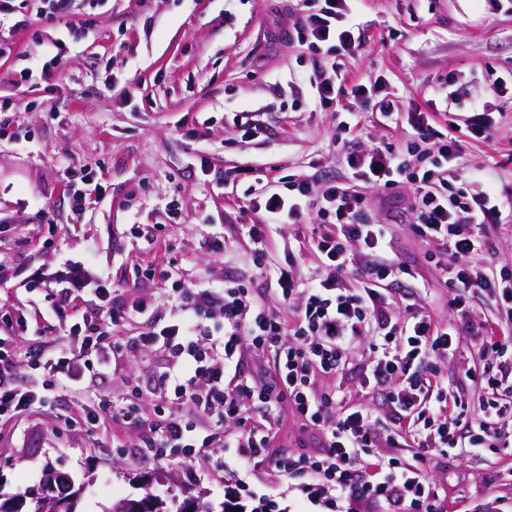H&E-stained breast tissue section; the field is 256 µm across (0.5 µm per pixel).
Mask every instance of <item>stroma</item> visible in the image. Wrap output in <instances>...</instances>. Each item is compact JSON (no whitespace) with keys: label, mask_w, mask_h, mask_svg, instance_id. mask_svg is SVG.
I'll list each match as a JSON object with an SVG mask.
<instances>
[{"label":"stroma","mask_w":512,"mask_h":512,"mask_svg":"<svg viewBox=\"0 0 512 512\" xmlns=\"http://www.w3.org/2000/svg\"><path fill=\"white\" fill-rule=\"evenodd\" d=\"M40 8V0H14L0 20L8 27L32 19L0 55V305L25 318L21 326L0 323L7 347L39 346L40 328L60 325L45 308L72 270L94 286L126 284L125 302H155L161 318L170 315L157 302L164 278L135 273L172 258L186 283H240L276 306L254 275L245 227L256 216L243 200L249 186L278 188L288 177L316 188L337 180L361 193L373 219L391 225L392 247L412 269L396 291L426 280L416 304L439 323L453 322L448 290L411 230L408 187L368 188L336 149L350 111L359 114L363 144H401L404 130L382 125L369 106H313L302 76L318 57L298 39L270 40L282 15L302 16L299 0H72L53 19L39 17ZM353 9L365 44L355 59L337 53L338 75L350 85L378 83L395 111L428 113L439 130L447 117L463 121L471 99L492 102V142L461 131V162L468 172L494 171L498 192L512 193V0H355ZM494 76L506 81L496 93ZM82 175L101 189L78 213L69 187ZM294 235L291 226L279 228L265 261L291 262L310 276L318 260L293 249ZM216 238L229 240L226 252L209 248ZM159 358L129 352L108 375L85 379L80 392L0 418V502H30L51 472L81 489L77 512L148 492L223 503L224 475L215 467L188 475L180 463L139 455L144 432L109 417L92 430L83 422L84 409L101 398L163 425L150 373ZM441 366L449 396L473 406L480 391L466 370L512 379V359L484 357L471 339ZM426 474L446 512H512V447L438 454Z\"/></svg>","instance_id":"35a3bbf8"}]
</instances>
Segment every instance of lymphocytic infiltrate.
<instances>
[{
	"instance_id": "1",
	"label": "lymphocytic infiltrate",
	"mask_w": 512,
	"mask_h": 512,
	"mask_svg": "<svg viewBox=\"0 0 512 512\" xmlns=\"http://www.w3.org/2000/svg\"><path fill=\"white\" fill-rule=\"evenodd\" d=\"M350 3L303 0L306 14L294 35L316 48L358 55L364 39L349 20ZM306 80L320 106L348 95L364 105L377 102L386 124L407 121V150L414 153L416 166L382 141L361 150L342 144V159L372 188L409 184L412 229L428 244V259L451 289L449 306L458 321L436 325L425 311L392 295L390 283L408 268L392 249L389 225L372 220L362 196L335 181L317 191L308 182L292 181L286 190L251 193L244 202L258 217L248 233L260 255L278 225H299L305 210L316 212L317 224L297 233L320 257L316 276L301 279L291 265L271 270L256 265V276L275 295L277 308L255 302L243 286L191 287L177 279L167 299L176 316L164 321L154 319L151 303L125 304L102 284L93 292L94 311L76 316L66 327L68 345L54 348L52 330L44 328L45 341L29 349L27 365L45 376L46 386L63 389L85 374L106 373L124 352H159L163 361L155 375L169 422L152 439L153 460L191 469L214 463L238 489L248 486L259 468L267 482L280 486L298 479L307 499L342 512H364L371 504L383 505L384 512H440L439 492L426 477L431 456L462 446L472 452L497 447L512 422V396L495 375H480L487 395L479 411H453L448 385L436 367L453 344L468 336L483 337L491 352L503 350L493 339L494 327L471 322L466 312L476 294L487 293L499 299L512 324V265L502 264L495 275L482 265L496 254L491 230L501 221L505 199L491 185L468 191L478 176L460 174L462 147L455 124L439 131L425 113L400 117L390 101L378 99L377 86H345L324 66ZM283 308L296 316L293 329L284 326ZM215 309L220 323L204 328V317ZM136 318L140 332L124 337V327ZM360 342L369 351L360 366L363 377L389 387L390 403L417 449L415 463L371 461L372 448L383 442L396 445L394 431L381 425L368 404L318 384L342 374ZM248 352L272 356L277 385L243 372ZM15 366L9 352L1 351L0 417L23 413L39 400L37 393L15 383ZM287 409L302 427L320 434L319 452L271 453Z\"/></svg>"
}]
</instances>
